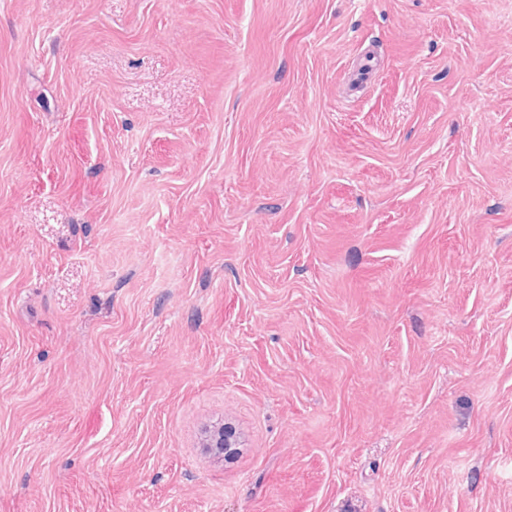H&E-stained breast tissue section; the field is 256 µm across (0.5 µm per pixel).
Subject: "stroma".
Returning a JSON list of instances; mask_svg holds the SVG:
<instances>
[{
	"instance_id": "obj_1",
	"label": "stroma",
	"mask_w": 512,
	"mask_h": 512,
	"mask_svg": "<svg viewBox=\"0 0 512 512\" xmlns=\"http://www.w3.org/2000/svg\"><path fill=\"white\" fill-rule=\"evenodd\" d=\"M0 512H512V0H0ZM200 447L206 448L207 453L214 458H224L237 448L238 438L236 431L226 424H213L204 427Z\"/></svg>"
}]
</instances>
